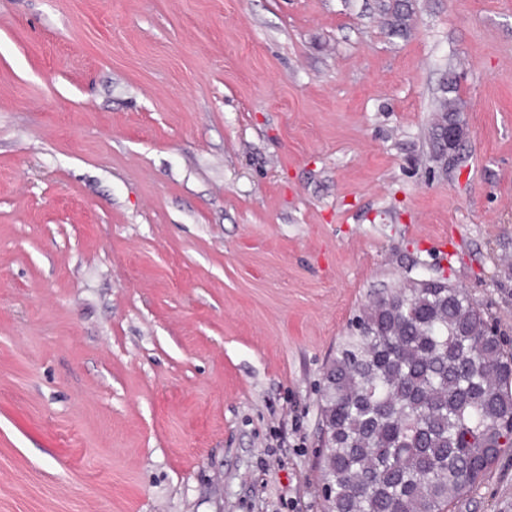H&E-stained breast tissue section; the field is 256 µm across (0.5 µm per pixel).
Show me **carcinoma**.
I'll use <instances>...</instances> for the list:
<instances>
[{
    "mask_svg": "<svg viewBox=\"0 0 512 512\" xmlns=\"http://www.w3.org/2000/svg\"><path fill=\"white\" fill-rule=\"evenodd\" d=\"M407 34L410 0L381 5ZM453 81L441 117H463ZM324 373L328 512H449L512 449V352L448 283L377 291Z\"/></svg>",
    "mask_w": 512,
    "mask_h": 512,
    "instance_id": "cac0c4a2",
    "label": "carcinoma"
}]
</instances>
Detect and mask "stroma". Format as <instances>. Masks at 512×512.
<instances>
[{
  "instance_id": "35a3bbf8",
  "label": "stroma",
  "mask_w": 512,
  "mask_h": 512,
  "mask_svg": "<svg viewBox=\"0 0 512 512\" xmlns=\"http://www.w3.org/2000/svg\"><path fill=\"white\" fill-rule=\"evenodd\" d=\"M378 3L0 0V512H325L381 288L446 277L512 350V0ZM453 512H512V451ZM409 0H394L380 7L388 16L386 27L391 35L401 36L407 34L413 21V8ZM438 125L441 126V133L444 140H447L448 147L442 150L441 153L435 152V155L439 160H443L444 165L448 166V164H454L459 159L460 150L468 137V123L466 121L465 123L449 125L439 118Z\"/></svg>"
}]
</instances>
